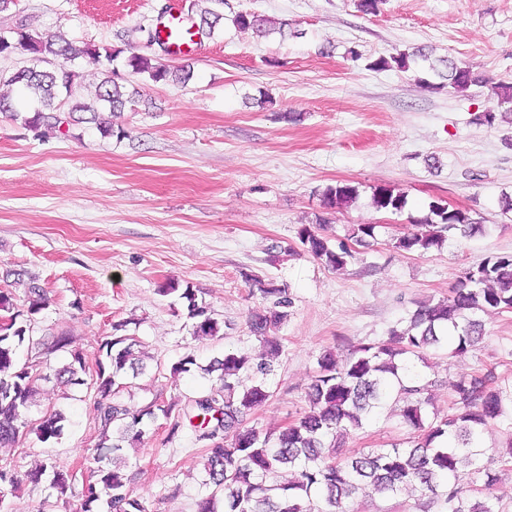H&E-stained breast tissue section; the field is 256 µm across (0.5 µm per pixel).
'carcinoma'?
<instances>
[{"mask_svg":"<svg viewBox=\"0 0 512 512\" xmlns=\"http://www.w3.org/2000/svg\"><path fill=\"white\" fill-rule=\"evenodd\" d=\"M223 15L207 8L200 12L199 30L210 37ZM232 23L241 30H262L268 19L256 13L239 12ZM17 51L33 55V64L1 76L0 82L20 84L36 97L39 107L25 124L32 130L61 132L60 112H88L91 120L103 111H120L137 101L138 91L128 90L118 81L112 68L120 51L112 48L76 47L65 35L45 37L29 32L20 23L16 31L0 42V56ZM82 55H90L102 64L103 78L96 86L93 103L76 101L81 86L80 72L68 63ZM409 67V55L401 53L379 57L370 63L376 71L391 65ZM124 66L134 74H146L153 82L190 79V72L171 70L152 58L131 54ZM449 88L464 92L473 85L486 82L459 60L444 58L432 66ZM358 196V188L347 184L330 186L323 192L328 208L346 205ZM373 205L381 211L400 212L407 204L404 192L391 187H378L373 192ZM374 224H354L348 238L357 245L375 239ZM483 232L472 216L459 209L429 204V213L415 224V230L397 238L395 248L409 253H427L441 246L445 234L471 238ZM299 240L305 250L326 267L339 271L352 256L341 245L329 246L326 238L309 225L302 226ZM17 280L27 279L23 307L14 303L12 292L0 290V448H13L27 432L35 433L41 442L59 439L64 433L66 416L50 409L35 421L28 420V409L38 392V381L54 378L57 384L84 385V358L71 353V361L53 367L51 355L71 345L70 334H57L53 344L42 355L20 362L19 347L34 340L32 319L48 304V297L36 277L25 271L15 273ZM246 281L264 296L275 298L273 306L250 315V332L263 341L262 354L253 358L227 353L203 368L207 375L217 373L210 389L188 400L189 420L196 441L207 450L206 484L209 496L199 503L198 512H345L349 498L363 494L395 496L411 490L428 499L435 512H494L490 500L471 502L458 483L459 465L468 460L474 465L473 475L485 476L484 488L491 490L496 478L478 465L483 451L480 436L484 429L500 418L507 392L496 384L493 372L472 374L451 384L455 412L441 420L427 421L426 409L432 405L431 388L436 381L420 375L415 361L426 359L430 351L451 344L452 353L462 354L476 346L484 336V324L478 314L487 310H512V255L493 256L471 267L452 288L448 298L435 304L418 305L408 324L390 331L388 339L361 343L344 355L328 351L319 356L318 370L309 391V408L288 425L278 437L253 426H246L250 412L270 397L264 382L249 387L242 385L240 373L253 370L262 375L271 371L279 358V340L267 330L281 325L288 317L291 299L288 288L271 280L245 275ZM161 296L178 294L188 318L194 320L196 338L224 335V323L199 302L193 288L164 282L157 288ZM125 324L112 326L116 334L99 346L102 357L96 361L91 387L96 392L95 412L99 431L96 452L88 459L90 479L81 492L78 512H148L145 502L133 495L128 478L124 448L143 439V420L158 415L171 417L174 407L153 399L136 412L114 402L122 380L136 378L148 369V353L132 336L122 335ZM399 407L402 423L417 432L407 448H371L347 452L344 433L360 428L368 418L388 404ZM52 472L50 486L60 495L70 488L72 477L55 464L41 465L29 474L38 485L46 472ZM21 483L18 475L0 467V512H9L6 497L16 493Z\"/></svg>","mask_w":512,"mask_h":512,"instance_id":"carcinoma-1","label":"carcinoma"}]
</instances>
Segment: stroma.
<instances>
[{
	"mask_svg": "<svg viewBox=\"0 0 512 512\" xmlns=\"http://www.w3.org/2000/svg\"><path fill=\"white\" fill-rule=\"evenodd\" d=\"M185 0H17L0 13V28L26 21L45 36L64 33L74 45L141 54L189 81L155 83L123 69L143 100L103 121L127 135L103 134L74 113L63 135L37 136L23 120L0 115V290L24 299V270L46 289L49 304L35 317L34 336L50 344L72 334L71 348L94 371L98 346L113 324L142 342L152 357L145 374L116 399L136 410L152 398L183 405L211 382L198 368L225 353L256 356L260 338L252 312L270 304L246 277L287 286L292 298L277 335L283 351L264 381L269 400L251 424L279 433L307 407L319 355L333 348L388 338L420 300L446 298L469 267L512 255V121L488 127L476 116L500 111L492 83H512V0H385L378 14L355 0H225L224 26L176 56L150 42L168 7ZM252 12L283 25V33L236 29L235 13ZM359 59H351L349 49ZM409 53V67L375 71L381 56ZM465 61L482 84L456 93L441 86L429 60ZM285 112L295 121L282 120ZM353 184L351 206L324 207L326 187ZM405 192L399 213L377 211L376 187ZM437 201L469 212L485 231L448 236L441 248L409 254L395 239ZM328 221L331 245L353 224H372L376 238L353 246L343 269H328L307 252L301 225ZM167 280L190 285L215 317L222 336L195 339L176 296L156 291ZM485 335L463 355L428 356L424 374L437 380L433 410L450 414V385L493 371L512 393V311L482 314ZM192 354L196 370L170 368ZM68 421L60 440L35 435L0 449V465L25 475L51 462L73 474L66 496L48 482L23 484L16 512H75L98 442L95 392L89 386L39 385L28 418L49 408ZM165 417L146 420V434L129 449L134 494L150 512H197L207 495L205 449L191 426L169 437ZM410 430L383 410L352 430L346 451L405 447ZM512 443V404L483 434L480 460L498 476L495 512H512V467L500 455Z\"/></svg>",
	"mask_w": 512,
	"mask_h": 512,
	"instance_id": "1",
	"label": "stroma"
}]
</instances>
